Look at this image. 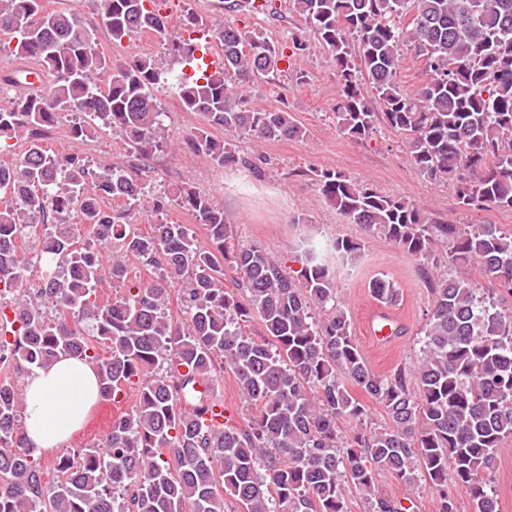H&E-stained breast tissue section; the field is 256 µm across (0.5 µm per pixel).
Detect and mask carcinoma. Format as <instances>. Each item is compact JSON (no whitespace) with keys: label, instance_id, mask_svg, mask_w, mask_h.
Masks as SVG:
<instances>
[{"label":"carcinoma","instance_id":"cac0c4a2","mask_svg":"<svg viewBox=\"0 0 512 512\" xmlns=\"http://www.w3.org/2000/svg\"><path fill=\"white\" fill-rule=\"evenodd\" d=\"M162 2L97 0V17L114 46L156 32L168 67L150 53L112 61L95 26L75 13L0 0V56L51 77L42 92L20 88L18 71L0 79L16 87L0 107V138H29L19 164L0 168V192L9 195L0 206V365L23 377L63 355L86 358L97 365L101 397L135 393L102 439L57 457L46 481L22 440L24 387L0 379V512H224L228 496L242 512H350L347 486L371 512H409L402 499L376 494L383 473L408 494L431 484L439 512H457V489L474 512H500L482 474L512 438L511 309L438 273L418 365L379 375L352 337L327 261L329 252L346 263L361 257L360 242L305 240L290 276L263 247L240 245L208 196L182 185L159 192L134 172L170 150L160 136V90L224 129L222 142L206 128L186 140L214 167L238 162L241 136L304 139L290 112L251 101L281 62L295 65L314 44L336 68L334 115L344 136L363 142L382 126L404 137L414 169L451 188L462 209L512 210V0H294L301 34L289 45L196 18L170 32ZM197 30L220 46L223 71L196 68ZM404 46L426 76L413 92L397 83ZM59 108L82 115L74 138L109 129L134 161L92 167L48 153L36 133L57 122ZM313 175L347 223L384 235L422 271L450 240L448 267L475 262L512 294L511 230H462L339 169ZM106 199L122 208L106 210ZM171 206L206 226L210 247L188 224L152 222ZM73 212L99 247L79 245ZM39 223L46 228L35 234ZM21 238L33 239L46 266L37 288L28 287L36 257L20 249ZM131 256L159 266L157 281L129 279ZM106 266L119 291L102 304ZM171 284L179 285L176 317L167 309ZM255 318L259 339L244 330ZM226 370L258 408L244 424L210 395ZM350 384L384 405L391 427L360 428L365 408ZM345 419L358 424L349 436L339 427Z\"/></svg>","mask_w":512,"mask_h":512}]
</instances>
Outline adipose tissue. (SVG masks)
Segmentation results:
<instances>
[{
    "mask_svg": "<svg viewBox=\"0 0 512 512\" xmlns=\"http://www.w3.org/2000/svg\"><path fill=\"white\" fill-rule=\"evenodd\" d=\"M26 446L41 455L63 446L86 422L99 401L97 370L91 361L62 357L35 369L25 381Z\"/></svg>",
    "mask_w": 512,
    "mask_h": 512,
    "instance_id": "adipose-tissue-1",
    "label": "adipose tissue"
}]
</instances>
